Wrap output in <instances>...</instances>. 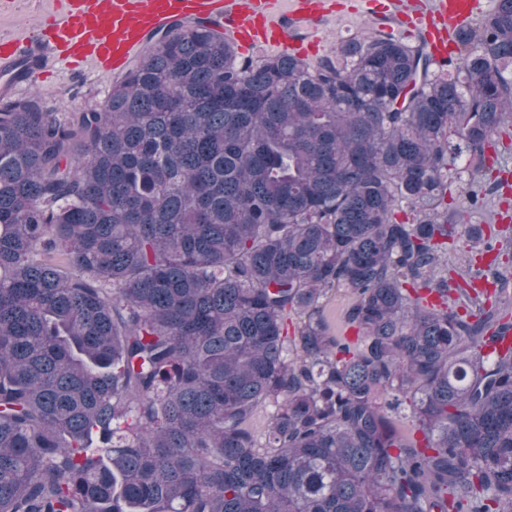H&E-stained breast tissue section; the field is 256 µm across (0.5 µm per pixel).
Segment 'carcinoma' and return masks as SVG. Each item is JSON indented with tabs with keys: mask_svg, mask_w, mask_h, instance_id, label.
I'll list each match as a JSON object with an SVG mask.
<instances>
[{
	"mask_svg": "<svg viewBox=\"0 0 512 512\" xmlns=\"http://www.w3.org/2000/svg\"><path fill=\"white\" fill-rule=\"evenodd\" d=\"M458 57L255 65L197 23L91 110L1 99L0 512H512V271L448 270L505 230L438 210L512 126V0ZM350 302L351 295L345 288H333L321 300V312L329 321L335 335L353 336L344 318Z\"/></svg>",
	"mask_w": 512,
	"mask_h": 512,
	"instance_id": "carcinoma-1",
	"label": "carcinoma"
}]
</instances>
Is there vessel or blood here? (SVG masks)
Returning a JSON list of instances; mask_svg holds the SVG:
<instances>
[{"instance_id": "b4317fda", "label": "vessel or blood", "mask_w": 512, "mask_h": 512, "mask_svg": "<svg viewBox=\"0 0 512 512\" xmlns=\"http://www.w3.org/2000/svg\"><path fill=\"white\" fill-rule=\"evenodd\" d=\"M379 21L421 36L436 61L451 56L479 0H366ZM327 0H59L32 39H0V94L11 95L51 66L80 60L96 72H122L157 32L215 21L237 46H264L299 59L318 49Z\"/></svg>"}]
</instances>
